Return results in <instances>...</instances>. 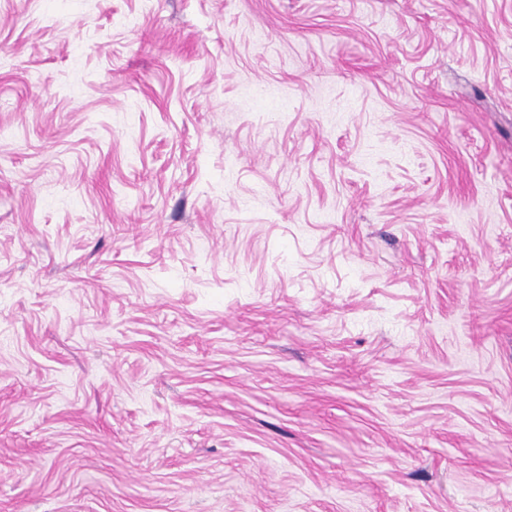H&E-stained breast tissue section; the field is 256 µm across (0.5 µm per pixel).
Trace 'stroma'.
Listing matches in <instances>:
<instances>
[{
  "instance_id": "35a3bbf8",
  "label": "stroma",
  "mask_w": 512,
  "mask_h": 512,
  "mask_svg": "<svg viewBox=\"0 0 512 512\" xmlns=\"http://www.w3.org/2000/svg\"><path fill=\"white\" fill-rule=\"evenodd\" d=\"M0 512H512V0H0Z\"/></svg>"
}]
</instances>
